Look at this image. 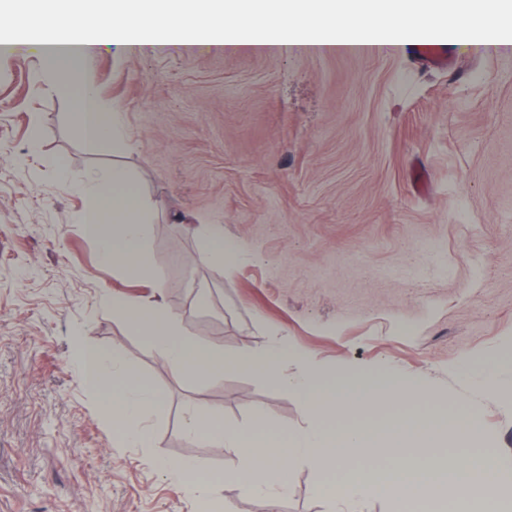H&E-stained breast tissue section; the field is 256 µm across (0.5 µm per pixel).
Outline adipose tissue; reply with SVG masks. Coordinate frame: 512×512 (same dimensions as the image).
<instances>
[{
	"instance_id": "adipose-tissue-1",
	"label": "adipose tissue",
	"mask_w": 512,
	"mask_h": 512,
	"mask_svg": "<svg viewBox=\"0 0 512 512\" xmlns=\"http://www.w3.org/2000/svg\"><path fill=\"white\" fill-rule=\"evenodd\" d=\"M353 24L347 32L327 29L329 7L307 9L299 25L279 23L265 31L249 26L253 16L274 8L288 12V0H30L10 15L9 26L25 34V51L43 59L55 71L84 72L101 51L118 57L156 53H239L268 51L276 55L330 52L337 47H364L372 53L396 54L418 49L422 37L405 25L406 17L431 13L436 0H342ZM473 0L457 6L451 34L442 41L444 51L489 53L512 51V40L477 37L467 16ZM240 23L234 34L224 32L228 13ZM58 13L64 27L56 36L44 35L46 18ZM123 27H115V19ZM75 126L87 145L110 139L124 147L129 142L121 113L104 111L95 89L81 85L75 110ZM83 222L96 239L104 264L149 281L156 271L143 260L153 234L150 217L137 181L121 166L90 177L81 187ZM198 256L220 266L234 264L238 244L224 230L210 226L195 231ZM112 313L129 326L178 371L220 373L224 359L215 349L189 342L178 317L159 302L129 303L112 297ZM302 366L296 375H279L282 388L294 391L301 406L313 418L311 425L283 433L267 420L243 429L225 425L220 416L187 411L185 433L232 453L225 472L242 494L276 504L288 495L284 469L304 461L318 481L319 498L342 503L355 512L360 504L383 498L397 512H512V461L478 451L483 434L469 411L452 420L402 417L390 427L357 420V412L372 406L413 407L429 394L411 378L392 375L375 366L360 375L336 380L324 378L312 356L283 344L243 350L235 361L241 368L267 370L283 359ZM84 385L100 391L116 422L118 441L142 446L149 433L148 421L165 403L160 390L146 385L124 368L112 353L87 349L80 359ZM468 449L465 458L443 452L445 442ZM359 448L384 449L389 463L377 467L347 461Z\"/></svg>"
}]
</instances>
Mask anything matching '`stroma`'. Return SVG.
Wrapping results in <instances>:
<instances>
[{"mask_svg": "<svg viewBox=\"0 0 512 512\" xmlns=\"http://www.w3.org/2000/svg\"><path fill=\"white\" fill-rule=\"evenodd\" d=\"M436 69L416 53H102L61 86L39 58L0 52V512H201L167 463L223 479V512H330L315 474L289 466L276 507L224 480L229 451L186 436V409L252 427H305L276 375L228 365L181 374L113 316L160 296L191 342L225 359L284 342L326 376L382 366L421 380L422 418L478 416L482 449L512 459V403L475 369L512 383V53ZM123 113L133 147L88 148L77 86ZM41 140L32 145V123ZM120 165L155 216L151 283L101 263L77 188ZM220 224L241 259L203 262L179 216ZM107 350L164 392L151 444L120 447L83 347Z\"/></svg>", "mask_w": 512, "mask_h": 512, "instance_id": "1", "label": "stroma"}]
</instances>
